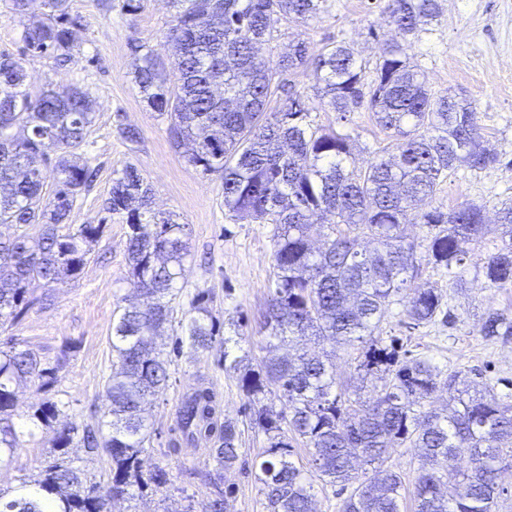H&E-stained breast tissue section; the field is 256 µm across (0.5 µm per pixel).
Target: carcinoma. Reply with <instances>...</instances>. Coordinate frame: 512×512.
<instances>
[{
    "label": "carcinoma",
    "mask_w": 512,
    "mask_h": 512,
    "mask_svg": "<svg viewBox=\"0 0 512 512\" xmlns=\"http://www.w3.org/2000/svg\"><path fill=\"white\" fill-rule=\"evenodd\" d=\"M39 1L43 12L31 11ZM325 0H172L176 9L168 30L169 66L140 44L133 47L134 81L150 110L165 115L175 146L193 142L187 162L223 181L224 209L233 220L274 225L275 280L260 316L267 344L278 349L305 336L347 347L361 346L356 366L366 379L387 376L374 396L352 397L337 381L326 356L305 351L274 356L258 369L240 357L228 369L257 404L254 425L267 441L259 464L269 512H313V485L292 460L291 440L311 450L316 476L332 485H353L341 512H401L405 485L397 472L383 467L396 442L421 450L413 501L415 512H497L505 488L503 465L512 463V408L503 407L463 374L447 380L446 414L436 412L434 394L440 371L426 360L400 353L399 339L375 335L393 304L403 305L414 325L448 317L437 288L415 280L421 274L417 252L431 254L448 280L473 261L471 245L486 233L481 205L465 202L450 211L422 209L448 172L460 166L485 172L498 155L480 141L477 112L458 95H434L403 42L415 38L440 14L439 0H387L385 13L400 40L386 44L365 82L367 66L341 43L329 42L315 59L298 42L275 59L261 55L274 40L281 20L316 17ZM7 7L28 17L19 56L0 53V225L15 227L0 237V331L28 311L26 285H49L79 277L86 245L102 234L100 224H81L61 233L76 197L90 191L96 169L77 154L93 123L92 105L79 87L61 95L25 83L23 61L46 57L62 67L72 60L70 0H9ZM311 71L320 100L339 119L369 98L376 122L392 130L398 142L366 168L349 166L352 140L312 124L307 97L293 77ZM177 82L170 83L169 73ZM53 167L52 193L37 161ZM105 210L128 226L127 260L134 292L150 299L146 308L131 304L112 323L117 363L106 380L108 408L98 430L83 431L85 447L108 456L110 480L84 482L83 469L55 463L40 478L23 481L16 495L0 501V512H110L115 498H133V490L167 483L159 466L144 473L148 428L142 406L166 385L168 362L153 337L171 324L172 297L185 276L190 255L187 225L172 213L155 210L154 192L139 169L127 164L115 172ZM497 223L508 241L476 260L490 288H512V204L498 211ZM324 230L316 250L310 229ZM407 224H421V240L404 235ZM210 293L198 291L191 316L181 325L190 345L208 349L216 325ZM480 333L487 339L512 336V318L492 311ZM54 369L42 366L29 349H0V463L35 431L53 433L61 450L78 435L62 410L46 401L31 415L23 432L11 421L16 385L31 377L51 384ZM279 391L288 415L261 404ZM214 394L198 388L178 410L184 440L215 428ZM467 448L470 465L455 464L456 451ZM236 423L226 420L213 449L216 486L206 512H227L218 487L222 470L239 458ZM376 465L373 477L360 480L359 463Z\"/></svg>",
    "instance_id": "carcinoma-1"
}]
</instances>
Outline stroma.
<instances>
[{"label":"stroma","instance_id":"35a3bbf8","mask_svg":"<svg viewBox=\"0 0 512 512\" xmlns=\"http://www.w3.org/2000/svg\"><path fill=\"white\" fill-rule=\"evenodd\" d=\"M440 5L438 18L404 48L433 94H462L470 100L484 143L499 156L498 165L487 172L476 175L464 167L456 169L432 200L433 206L446 211L467 201L484 206L489 226L473 246L479 256L500 246L496 211L502 203H512V0H440ZM70 10L79 20L71 63L58 67L51 59L30 57L24 67L32 88L47 85L63 93L77 86L93 102V124L81 152L97 166V178L90 191L77 197L68 222L74 227L99 224L103 232L78 279L49 288L38 282L27 287L32 306L8 334L20 348L57 365L58 371L50 387L43 389L32 381L19 388L13 421L17 427H30V414L49 400L79 427L96 425L104 415L105 382L117 360L109 342L112 322L130 294L128 227L110 216L104 205L114 171L134 164L152 186L156 208L177 214L188 227L190 256L173 302L176 318L186 316L197 290L207 289L221 332L206 350L183 341L178 325L157 337L158 349L171 361L170 379L146 407L150 439L143 458L146 469H165L169 483L162 492L117 501L112 510L182 512L189 504L193 512H204L213 496L208 475L214 467V437H200L176 451L168 442L178 434L182 399L207 387L215 394L219 420L235 422L241 432L240 456L224 471L228 512H267L254 466L266 439L253 423V410L236 373L225 369L224 361L244 355L256 365L265 355L258 312L274 279L272 227L230 219L219 176L186 162L184 149L171 142L167 120L150 110L133 79V45L149 46L162 60L169 53L167 32L174 14L170 0H141L134 12L128 11L126 0H70ZM277 28L274 40L263 48L270 58L298 40L306 42L313 56L335 41L350 44L363 62L371 64L385 44L397 38L381 0H326L318 17L304 23L283 20ZM295 83L310 96L314 125L351 135L356 167H365L383 149L393 147L394 138L376 124L368 105L355 108L342 121L313 97L312 79L301 75ZM123 126L139 130L138 142L121 138ZM418 258L424 282L445 295L449 319L409 329L402 305L395 304L380 323L378 335L399 338L405 350L429 359L442 376L466 374L488 387L500 403L512 404V336L488 340L480 334L489 311L512 314V288L486 287L473 264L453 285L435 269L428 252H420ZM63 456L82 468L88 480L103 483L110 476L107 457L87 452L78 440L60 452L51 434L41 433L19 448L11 462L0 465V496L11 497L20 482L38 479L50 462Z\"/></svg>","mask_w":512,"mask_h":512}]
</instances>
